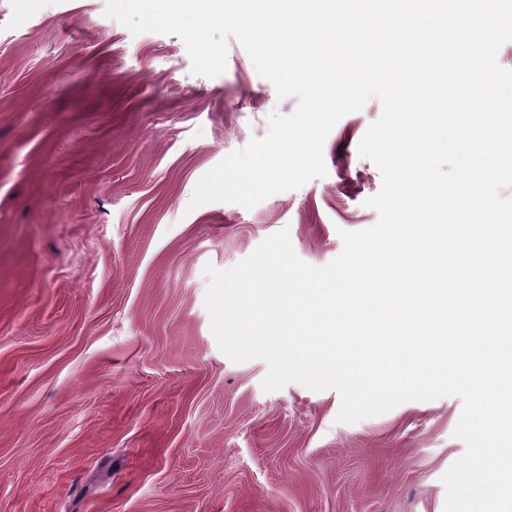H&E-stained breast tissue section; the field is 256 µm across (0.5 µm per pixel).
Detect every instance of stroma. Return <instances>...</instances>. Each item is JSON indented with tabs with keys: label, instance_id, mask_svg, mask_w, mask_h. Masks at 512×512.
Listing matches in <instances>:
<instances>
[{
	"label": "stroma",
	"instance_id": "1",
	"mask_svg": "<svg viewBox=\"0 0 512 512\" xmlns=\"http://www.w3.org/2000/svg\"><path fill=\"white\" fill-rule=\"evenodd\" d=\"M106 3L0 0V512H444L461 398L338 422L335 389L264 391L267 363L226 356L205 307L206 265L285 228L322 267L377 222L358 145L381 102L331 130L324 177L190 208L297 100L238 39L196 75L178 36Z\"/></svg>",
	"mask_w": 512,
	"mask_h": 512
}]
</instances>
